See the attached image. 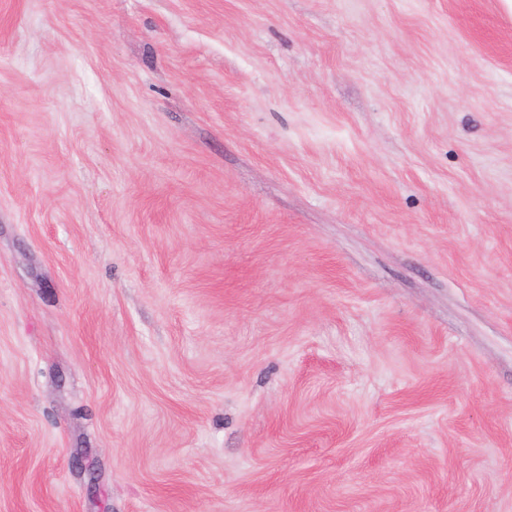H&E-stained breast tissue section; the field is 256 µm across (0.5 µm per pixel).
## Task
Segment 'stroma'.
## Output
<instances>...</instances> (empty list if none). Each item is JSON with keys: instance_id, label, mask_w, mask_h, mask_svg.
Returning <instances> with one entry per match:
<instances>
[{"instance_id": "35a3bbf8", "label": "stroma", "mask_w": 512, "mask_h": 512, "mask_svg": "<svg viewBox=\"0 0 512 512\" xmlns=\"http://www.w3.org/2000/svg\"><path fill=\"white\" fill-rule=\"evenodd\" d=\"M0 512H512L502 0H0Z\"/></svg>"}]
</instances>
